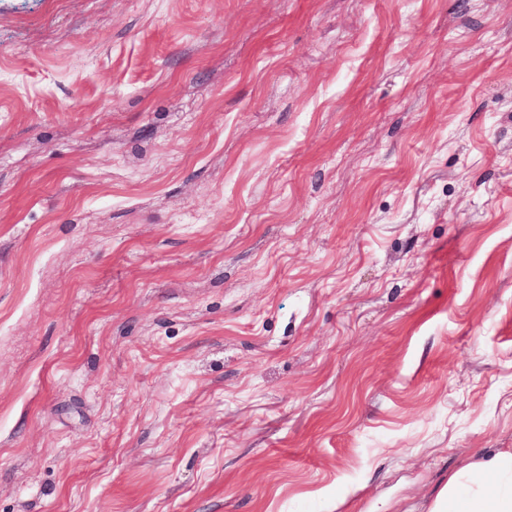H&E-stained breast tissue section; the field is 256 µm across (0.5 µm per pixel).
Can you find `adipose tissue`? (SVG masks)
I'll return each mask as SVG.
<instances>
[{
	"label": "adipose tissue",
	"instance_id": "adipose-tissue-1",
	"mask_svg": "<svg viewBox=\"0 0 512 512\" xmlns=\"http://www.w3.org/2000/svg\"><path fill=\"white\" fill-rule=\"evenodd\" d=\"M429 512H512V451L460 468L437 493Z\"/></svg>",
	"mask_w": 512,
	"mask_h": 512
}]
</instances>
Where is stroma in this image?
I'll return each instance as SVG.
<instances>
[{
    "label": "stroma",
    "mask_w": 512,
    "mask_h": 512,
    "mask_svg": "<svg viewBox=\"0 0 512 512\" xmlns=\"http://www.w3.org/2000/svg\"><path fill=\"white\" fill-rule=\"evenodd\" d=\"M512 449V0H0V512H427Z\"/></svg>",
    "instance_id": "obj_1"
}]
</instances>
